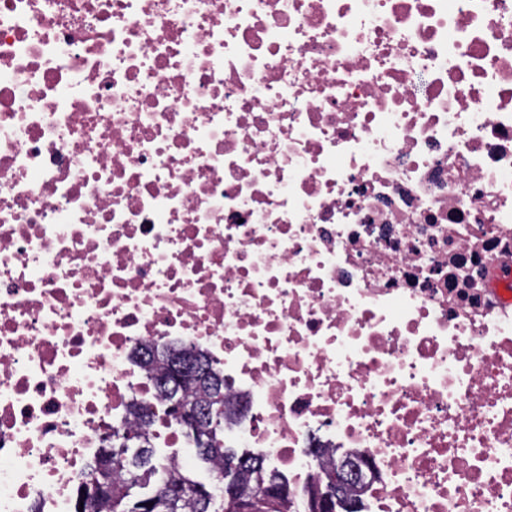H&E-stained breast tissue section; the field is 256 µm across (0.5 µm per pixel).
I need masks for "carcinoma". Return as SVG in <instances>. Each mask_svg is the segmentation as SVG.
I'll use <instances>...</instances> for the list:
<instances>
[{"label": "carcinoma", "mask_w": 512, "mask_h": 512, "mask_svg": "<svg viewBox=\"0 0 512 512\" xmlns=\"http://www.w3.org/2000/svg\"><path fill=\"white\" fill-rule=\"evenodd\" d=\"M174 350L165 348L154 357L160 363L155 388L158 395L168 402L183 400L210 410V417L198 424L199 436L194 438L196 455L204 463L225 462L237 457L232 449L221 444L219 434L223 430L224 391L214 390L202 385L189 392L174 385L168 388L161 381L169 376L171 354ZM135 424L130 432L112 433L110 447L103 449L102 456L96 461L88 479L80 488L79 499L96 503L107 512H211L214 498L204 497L199 492L201 483L190 476L176 471L163 474V467L154 458V450L149 446L146 429L153 423L152 415L140 405H132ZM112 472L111 490L103 489L98 475ZM155 482L154 494L137 499L131 490ZM287 485L279 475L257 466L247 477L240 481V495L256 496L255 512H295L297 495L281 499L275 491Z\"/></svg>", "instance_id": "carcinoma-1"}]
</instances>
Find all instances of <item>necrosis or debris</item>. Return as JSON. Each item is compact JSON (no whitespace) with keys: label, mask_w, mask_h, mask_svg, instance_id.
Returning <instances> with one entry per match:
<instances>
[{"label":"necrosis or debris","mask_w":512,"mask_h":512,"mask_svg":"<svg viewBox=\"0 0 512 512\" xmlns=\"http://www.w3.org/2000/svg\"><path fill=\"white\" fill-rule=\"evenodd\" d=\"M362 512H512V0H0V512H76L141 346ZM363 476V471L359 473L358 467L352 463L347 457L340 458L336 461V467L330 472H319L318 480L315 486L309 491H306V495L309 493V503L311 510L321 512H335L336 507H332L330 510H325L332 500H336V503H340L345 507L346 511L356 510L358 502H360V496L363 492L364 485L359 488H355L353 493L355 495L354 500L349 499V488L358 482V479ZM312 491V492H311ZM344 512H346L343 509ZM354 512H360L356 510Z\"/></svg>","instance_id":"1"}]
</instances>
